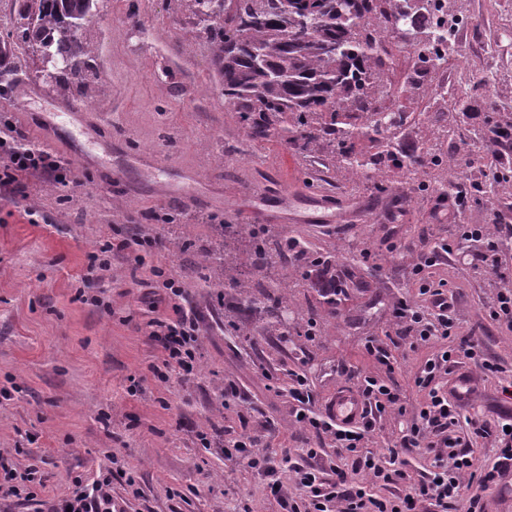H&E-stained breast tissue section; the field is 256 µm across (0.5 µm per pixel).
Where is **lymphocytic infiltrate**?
<instances>
[{
	"instance_id": "lymphocytic-infiltrate-1",
	"label": "lymphocytic infiltrate",
	"mask_w": 512,
	"mask_h": 512,
	"mask_svg": "<svg viewBox=\"0 0 512 512\" xmlns=\"http://www.w3.org/2000/svg\"><path fill=\"white\" fill-rule=\"evenodd\" d=\"M31 172L57 182L71 175L68 162L58 155L44 150H19L8 139L1 138L0 186L20 187L22 177ZM462 239L483 243L484 260L501 283L488 314L496 325L512 330V273L502 263L503 244L512 241V225L502 223L491 230L487 225L473 224ZM422 292L428 296L430 307L422 310L404 304L397 311L411 337L416 343L426 344L455 335L457 323L452 314L435 308L443 289L426 285ZM149 328L150 336L164 346L166 365L184 368L193 361L196 323L187 312H179L174 320H151ZM452 357L451 351L443 349L427 360L415 379L416 385L424 390L425 399L406 433L389 448L384 460L366 450L365 443L382 415L399 402L392 387L375 377H363L358 391L366 405L365 414L358 425L342 428L312 410L313 395L306 379L296 375L290 394L298 404V420L315 431L329 434L337 447L352 453L354 470L367 473L377 482H406L407 488L404 496L381 500L369 494L362 483L343 478L327 481L314 471L300 468L295 483L305 495L304 506L292 508L291 512H484V492L498 485L503 474L512 470V431L502 424L492 430L500 450L499 460L492 470L476 474L472 457L462 449L458 431L465 410L449 400L448 387L440 382ZM422 446L434 451V471L427 479L412 482L401 454L405 449ZM46 512H112L110 478L103 475L94 479L86 488L51 502Z\"/></svg>"
}]
</instances>
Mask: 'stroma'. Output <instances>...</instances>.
<instances>
[{
    "label": "stroma",
    "instance_id": "obj_1",
    "mask_svg": "<svg viewBox=\"0 0 512 512\" xmlns=\"http://www.w3.org/2000/svg\"><path fill=\"white\" fill-rule=\"evenodd\" d=\"M476 32H490L500 51L491 86L454 88L409 102L414 112H445L466 130L486 112H512V0H460ZM98 80L86 92L44 83L36 57L17 55L19 83L0 91V115L26 141L42 146L38 122L63 106L68 118L56 154L77 181L51 191L26 176L27 193L0 188V460L37 474L12 512H42L97 472L109 473L117 512H284L270 491L279 481L297 500L289 463L344 472L361 481L352 459L295 419L288 396L304 375L324 411L339 388L375 374L392 384L401 410L379 422L369 448L378 456L412 421L425 393L414 380L443 346L478 343L496 372L478 374L476 420L503 415L512 399V330L492 323L496 287L476 280L484 247L468 243L415 275L432 245L447 237L433 215L436 200L415 193L379 196L331 177L321 164L303 169L279 142L252 149L212 74V55L193 32L179 0H100L91 22ZM470 100L474 115H459ZM332 206H323V198ZM273 224L311 244H352L370 262L337 257L330 277L361 280L335 313L318 308L314 338L261 336L253 313L250 341L225 325L235 302L212 296L187 259L214 244V225ZM111 269L96 258L106 242ZM183 290L200 336L190 369L157 376L164 350L147 334L154 318L173 317L154 269ZM446 284L459 335L413 343L394 316L399 300L422 306L420 278ZM385 347L379 364L368 343ZM247 443V450L236 447ZM269 454L275 476L249 468L251 449Z\"/></svg>",
    "mask_w": 512,
    "mask_h": 512
}]
</instances>
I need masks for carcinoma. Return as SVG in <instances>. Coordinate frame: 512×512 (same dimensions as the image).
Masks as SVG:
<instances>
[{"mask_svg":"<svg viewBox=\"0 0 512 512\" xmlns=\"http://www.w3.org/2000/svg\"><path fill=\"white\" fill-rule=\"evenodd\" d=\"M24 23L5 27L0 57L23 43L40 63L52 57L62 65L51 76L57 86L88 88L96 79L92 66L95 44L88 38V18L99 0H25ZM355 0L343 8L339 0H181L196 30L210 43L214 78L224 89V103L237 115L250 142H285L299 157L324 156L353 187L358 179L383 193L396 185L422 189L416 153L398 158L390 150L367 154L353 150L364 140L376 146L398 138L403 124L396 115L411 95V76L394 87L400 53L420 55L445 42L437 31L409 25L412 0ZM425 141L433 146L456 136L443 112L421 120ZM360 178H355V175ZM432 190L457 189L451 168L431 163ZM242 249L255 272L276 260L278 277L264 286L229 275ZM328 258L305 246L283 229L254 224H221L216 249L202 259L212 288H230L236 309L246 315L257 309L266 330L298 334L302 317L283 319L294 307L296 291L313 290L319 304L336 311V294L315 287L306 267L320 270Z\"/></svg>","mask_w":512,"mask_h":512,"instance_id":"carcinoma-1","label":"carcinoma"}]
</instances>
